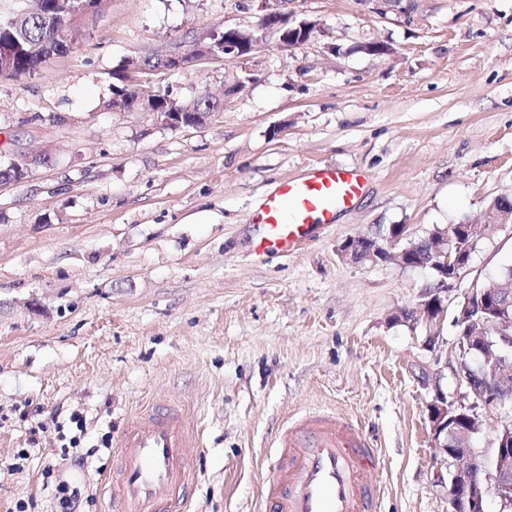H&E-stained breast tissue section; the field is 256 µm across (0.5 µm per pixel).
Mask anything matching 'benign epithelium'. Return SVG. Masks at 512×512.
<instances>
[{"label": "benign epithelium", "mask_w": 512, "mask_h": 512, "mask_svg": "<svg viewBox=\"0 0 512 512\" xmlns=\"http://www.w3.org/2000/svg\"><path fill=\"white\" fill-rule=\"evenodd\" d=\"M101 0H85L74 10L66 9L59 13L64 26L74 30L84 21L97 14L96 8ZM260 12L259 27L279 37V43L290 49L303 46L308 42L317 23L302 21L292 27L288 25L287 14L281 5L286 0H256ZM254 39L252 35L236 36L224 34V54L246 62L252 57ZM219 52L198 39L191 48L185 50L179 46L150 62V65L136 64L126 71L127 86L137 87L135 98L120 100L115 98L116 111L148 112L157 124L168 129L197 126L210 116L209 112H161L150 89L144 87L146 80L136 77L138 73L150 71H176L188 67L191 63L208 56H217ZM51 162L47 152L18 154L10 160L14 172L9 178H0V187L25 181L32 169ZM406 236L405 225H392L388 231L370 236H359L346 240L341 246V255L352 261H382L391 257L390 248ZM465 255L452 245L448 236L430 248L428 260L423 266L436 272H448V278L456 279L459 272L466 267ZM492 310L497 321H483L488 335L478 338L470 335V328L476 324L473 319L474 308ZM444 314L441 299L429 298L417 308L405 312L407 317L420 316L428 326L426 345L435 349L441 340L440 325ZM454 323L460 328L459 334H467V348L460 354L459 366L455 376L458 388L456 403L448 402V395L437 390L429 405L428 419L432 436L443 455V461L453 467L449 472L448 503L451 512H487L489 498L498 499L504 508H512V434L504 431L497 436L496 448L491 459L479 458L471 448L469 440L472 435L488 423L499 419L501 411L512 405V391L504 392L496 388L494 381H504L512 377V359L502 351H494V340H505L506 331L512 327V293L504 295L491 285L472 284L465 292L463 302L459 305ZM470 411L472 425L461 430L452 423L450 414L457 410Z\"/></svg>", "instance_id": "1"}]
</instances>
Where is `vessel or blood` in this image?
Here are the masks:
<instances>
[{"label": "vessel or blood", "instance_id": "b4317fda", "mask_svg": "<svg viewBox=\"0 0 512 512\" xmlns=\"http://www.w3.org/2000/svg\"><path fill=\"white\" fill-rule=\"evenodd\" d=\"M368 176L351 167L314 165L279 183L252 216L265 256L294 253L318 228L364 196ZM193 437L175 406L150 407L123 428L112 474L114 512H181L194 476ZM279 458L264 487L270 512H376L378 488L366 477L376 451L347 416L312 411L279 432Z\"/></svg>", "mask_w": 512, "mask_h": 512}]
</instances>
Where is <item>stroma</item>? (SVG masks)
Returning a JSON list of instances; mask_svg holds the SVG:
<instances>
[{"label": "stroma", "mask_w": 512, "mask_h": 512, "mask_svg": "<svg viewBox=\"0 0 512 512\" xmlns=\"http://www.w3.org/2000/svg\"><path fill=\"white\" fill-rule=\"evenodd\" d=\"M284 10L318 23L303 47L269 38L245 65L155 75L178 100H220L196 127L108 110L116 74L219 27L256 31L255 0H106L66 55L0 77V165L51 156L0 188V512H56L59 481L80 490L83 512H109L114 452L98 442L159 404L180 406L196 440L186 512H261L279 431L320 408L376 448L379 512H448L428 405L439 390L458 397L456 308L512 265V227L487 226L441 293L436 352L425 321L400 316L433 272L353 263L340 247L393 224L413 240L484 224L512 197V0ZM247 68L254 80L235 86ZM313 164L371 173L366 197L294 254L258 255L252 213ZM73 412L82 466L62 459L55 432ZM51 162V156L47 152H37L29 154H18L14 156L6 166L13 165L14 172L9 178H0V188L2 186L12 185L25 181L32 169L39 165H48ZM0 167V176L9 175L7 167Z\"/></svg>", "instance_id": "35a3bbf8"}]
</instances>
